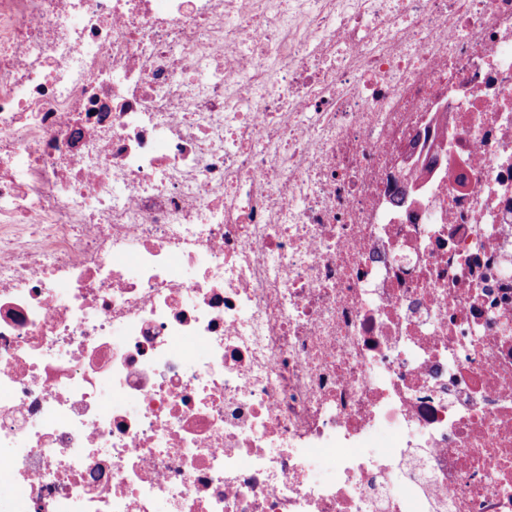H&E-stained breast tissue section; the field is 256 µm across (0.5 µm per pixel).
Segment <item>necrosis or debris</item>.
I'll return each mask as SVG.
<instances>
[{"label":"necrosis or debris","mask_w":512,"mask_h":512,"mask_svg":"<svg viewBox=\"0 0 512 512\" xmlns=\"http://www.w3.org/2000/svg\"><path fill=\"white\" fill-rule=\"evenodd\" d=\"M0 460V512H512V0H0Z\"/></svg>","instance_id":"necrosis-or-debris-1"}]
</instances>
